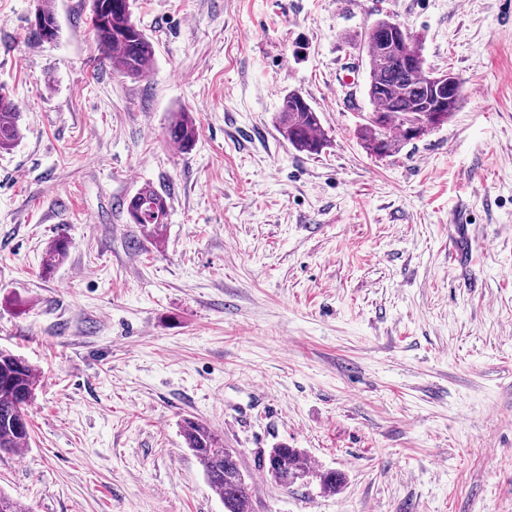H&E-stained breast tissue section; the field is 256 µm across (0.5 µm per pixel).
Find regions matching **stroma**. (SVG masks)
<instances>
[{
    "instance_id": "35a3bbf8",
    "label": "stroma",
    "mask_w": 512,
    "mask_h": 512,
    "mask_svg": "<svg viewBox=\"0 0 512 512\" xmlns=\"http://www.w3.org/2000/svg\"><path fill=\"white\" fill-rule=\"evenodd\" d=\"M37 5L0 0L21 129L0 151V347L42 377L0 490L34 512H224L194 417L239 450L254 512H512V0H135L138 79L100 62L90 0H50L53 41ZM380 19L462 101L376 158L356 129ZM291 90L319 154L276 129ZM182 111L188 151L166 136ZM147 185L157 242L126 211ZM278 444L342 487L267 480ZM43 1V2H42ZM34 17V34L47 41L55 40L59 33L56 17L52 8L42 0ZM178 115L169 123L166 135L168 140L181 150H189L195 144L198 130L194 118L189 112H177Z\"/></svg>"
}]
</instances>
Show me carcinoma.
Segmentation results:
<instances>
[{"label": "carcinoma", "instance_id": "cac0c4a2", "mask_svg": "<svg viewBox=\"0 0 512 512\" xmlns=\"http://www.w3.org/2000/svg\"><path fill=\"white\" fill-rule=\"evenodd\" d=\"M132 0H91L89 24L100 52V59L112 71L127 78L144 75L155 54L154 44L132 18ZM59 28L54 11L42 3L34 17V34L52 41ZM368 95L375 105L378 122L364 117L357 129L366 153L387 157L411 140L408 125L419 121L444 124L456 111L461 91L436 89L433 75L424 73L422 40L413 34L403 36L393 22L381 19L368 31ZM18 112L10 95L0 90V149H9L19 140ZM279 134L299 152L319 154L328 145L320 119L299 91L283 95L276 115ZM168 140L182 150L195 144L198 130L188 112H180L169 123ZM127 212L136 224L149 228L159 240L167 223L165 198L153 187H142L127 202ZM65 241H57L47 254L43 270L51 272L65 255ZM40 384L39 372L22 356L0 349V455H12L26 448L30 440L28 408ZM186 447L202 465L210 488L224 502V512H250L252 484L239 463L240 453L224 446V438L196 418L181 422ZM303 453L286 445L263 451L260 467L278 486L287 489L296 483H317L323 494H334L342 483L341 473L305 466Z\"/></svg>", "mask_w": 512, "mask_h": 512}]
</instances>
